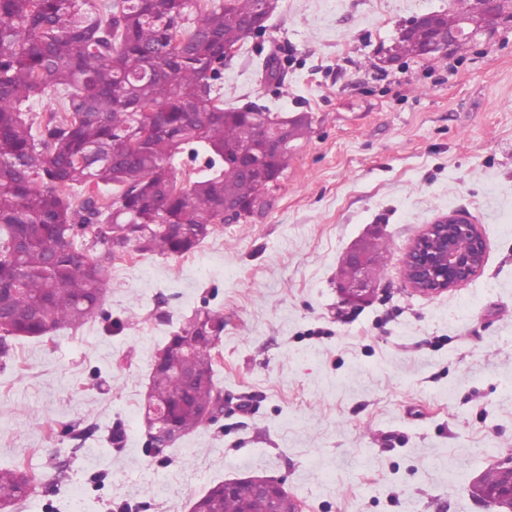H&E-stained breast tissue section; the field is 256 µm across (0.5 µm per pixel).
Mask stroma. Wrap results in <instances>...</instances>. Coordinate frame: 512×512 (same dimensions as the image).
<instances>
[{"instance_id":"stroma-1","label":"stroma","mask_w":512,"mask_h":512,"mask_svg":"<svg viewBox=\"0 0 512 512\" xmlns=\"http://www.w3.org/2000/svg\"><path fill=\"white\" fill-rule=\"evenodd\" d=\"M458 0H278L221 70L224 104L307 113L262 212L180 257L120 261L85 324L0 357V467L37 475L29 512H189L213 484L281 480L305 512H490L470 493L512 453V18L443 59H382ZM277 52L282 82L261 79ZM487 242L465 285L404 278L426 224ZM388 244L378 288L343 303L345 253ZM224 313V413L162 454L142 403L155 353L195 309Z\"/></svg>"}]
</instances>
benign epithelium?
I'll use <instances>...</instances> for the list:
<instances>
[{
    "mask_svg": "<svg viewBox=\"0 0 512 512\" xmlns=\"http://www.w3.org/2000/svg\"><path fill=\"white\" fill-rule=\"evenodd\" d=\"M272 2L260 0L258 17L248 24L251 35L263 32V24ZM512 11V0H474V9L466 16L450 14L446 21L433 27L429 39L419 45L412 55L421 58H445L467 40L466 29L471 33L495 30L505 14ZM265 152L288 147L292 141V125L289 118L263 129ZM465 239L470 248L461 252L455 240ZM486 241L471 219L455 212L425 225L415 238L404 260V276L413 292L422 297L438 296L451 288L471 281L482 269L486 257ZM345 262L356 270L350 282H339L338 291L343 301L350 305L363 303L376 290L375 272L366 260L361 247L352 248ZM180 435L168 426H160L152 433L151 448L160 453L174 446ZM502 472L500 484L479 501L492 508V512H504L503 506L512 503V457L507 455L496 462ZM227 492L243 491L250 495L270 496L275 512H302L301 502L291 496L283 484L268 477L231 479L224 482Z\"/></svg>",
    "mask_w": 512,
    "mask_h": 512,
    "instance_id": "benign-epithelium-1",
    "label": "benign epithelium"
}]
</instances>
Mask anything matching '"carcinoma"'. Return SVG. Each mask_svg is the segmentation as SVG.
<instances>
[{
    "mask_svg": "<svg viewBox=\"0 0 512 512\" xmlns=\"http://www.w3.org/2000/svg\"><path fill=\"white\" fill-rule=\"evenodd\" d=\"M260 0H0V307L12 343L83 324L103 300L112 252L79 232L109 226V240L140 253L185 255L224 215V202L260 203L291 149L251 173L224 152L259 153L262 128L280 113L255 103L224 107V45L243 47V23ZM54 91L63 112L35 121L33 100ZM204 159L187 184L174 163ZM96 189L99 199L82 197ZM224 315L194 311L158 350L145 403L186 436L218 396L213 350ZM35 474L0 469V512L27 497ZM191 512H269L211 486Z\"/></svg>",
    "mask_w": 512,
    "mask_h": 512,
    "instance_id": "1",
    "label": "carcinoma"
}]
</instances>
